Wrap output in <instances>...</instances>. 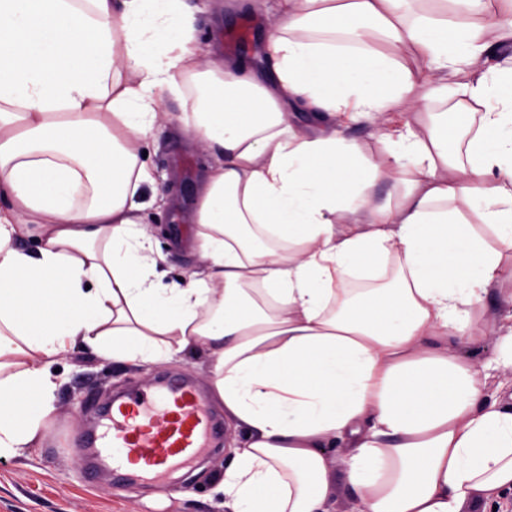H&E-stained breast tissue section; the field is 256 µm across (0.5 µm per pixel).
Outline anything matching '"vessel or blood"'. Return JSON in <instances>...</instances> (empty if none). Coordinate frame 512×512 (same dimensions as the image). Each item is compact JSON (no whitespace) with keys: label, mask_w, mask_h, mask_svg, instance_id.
Here are the masks:
<instances>
[{"label":"vessel or blood","mask_w":512,"mask_h":512,"mask_svg":"<svg viewBox=\"0 0 512 512\" xmlns=\"http://www.w3.org/2000/svg\"><path fill=\"white\" fill-rule=\"evenodd\" d=\"M213 435L212 416L194 387L151 385L104 411L91 447L76 449V467L100 462L112 472L159 484L204 454Z\"/></svg>","instance_id":"b4317fda"}]
</instances>
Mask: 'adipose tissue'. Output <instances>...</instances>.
<instances>
[{"mask_svg": "<svg viewBox=\"0 0 512 512\" xmlns=\"http://www.w3.org/2000/svg\"><path fill=\"white\" fill-rule=\"evenodd\" d=\"M423 2L280 0L261 67L200 49L187 0H0V456L40 443L53 366L81 345L208 360L244 434L223 512H332L342 485L357 512H487L512 490V404L487 391L472 333L487 298L512 306V65L489 62L512 20ZM451 11L485 22L452 29ZM159 88L215 157L200 261L172 283L142 153L170 119ZM452 88L483 108L461 164L447 113L424 135L407 118ZM363 120L383 154L350 137ZM382 181L394 205L373 204Z\"/></svg>", "mask_w": 512, "mask_h": 512, "instance_id": "obj_1", "label": "adipose tissue"}]
</instances>
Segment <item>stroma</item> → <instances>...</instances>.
<instances>
[{
  "label": "stroma",
  "mask_w": 512,
  "mask_h": 512,
  "mask_svg": "<svg viewBox=\"0 0 512 512\" xmlns=\"http://www.w3.org/2000/svg\"><path fill=\"white\" fill-rule=\"evenodd\" d=\"M199 9L198 40L201 47L224 53V34L242 22H250L245 58L261 53L269 37L264 10L250 8L246 0H193ZM160 104L172 120L155 131L147 146V162L157 182L173 194L181 216L170 212L153 214L159 230L156 248L166 258L169 280L192 270L196 225L191 224L202 176L208 164L180 132V102L169 92H158ZM63 380L54 401V411L43 431L42 442L20 456H0V512H218L211 496L212 481L229 460L228 447L241 433L224 420V408L212 398L207 365L182 357L160 364L116 366L89 351L75 349L58 365ZM191 378L209 410L221 417L218 451L209 453L201 470L186 477L169 476L163 486L142 482L113 484L109 474L76 471L72 451L80 447L85 431L94 422L92 406L119 390H135L154 382L159 374Z\"/></svg>",
  "instance_id": "35a3bbf8"
}]
</instances>
